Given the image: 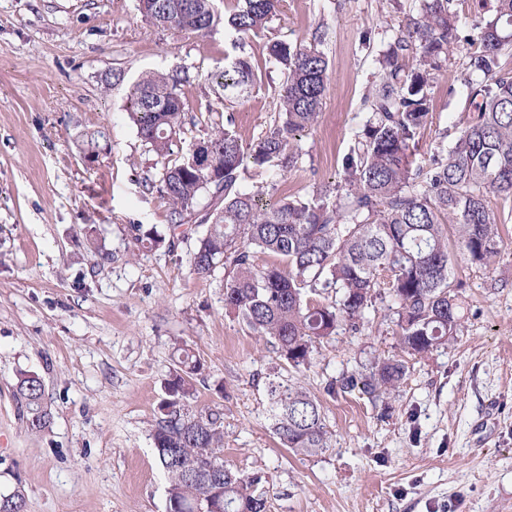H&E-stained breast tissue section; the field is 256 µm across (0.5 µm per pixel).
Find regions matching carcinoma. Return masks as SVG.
Returning a JSON list of instances; mask_svg holds the SVG:
<instances>
[{
	"label": "carcinoma",
	"mask_w": 512,
	"mask_h": 512,
	"mask_svg": "<svg viewBox=\"0 0 512 512\" xmlns=\"http://www.w3.org/2000/svg\"><path fill=\"white\" fill-rule=\"evenodd\" d=\"M281 0H239L224 19L239 40L256 36L277 16ZM153 25L183 35H203L216 25V0H138ZM466 39L467 69L482 80L470 86L474 116L446 156L412 170L411 146L431 114L430 91L449 52L461 41L454 0H426L378 60V88L364 100L370 110L361 140L343 160L336 200L277 192L276 184L245 191L248 166L285 175L298 154L296 136L318 120L328 63L317 45L273 40L269 61L284 75L278 115L265 135L245 143L228 128L189 147L163 166L160 191L184 225L208 200L191 256L193 270L209 275L228 265L224 309L270 343L280 361L296 371L314 363L325 340L345 327L371 323L376 301L392 304L383 319L396 327L402 352L427 358L458 336L459 288L449 237L467 260L489 265L501 253L498 218L488 197L512 196V0H496V15L473 24ZM411 64H406V59ZM185 69L152 72L129 87L125 111L147 148L173 155L185 118ZM212 79L222 103L250 96L256 83L250 57H226ZM207 145L212 164L195 162ZM274 259L259 264L257 255ZM323 294L312 305L307 294ZM408 367L403 359L377 358L357 373L325 385L329 394L360 391L373 401L393 395ZM205 373L201 358L179 348L170 371L151 439L168 480L166 512H267V477L240 474L224 465V411L196 408V384ZM273 433L297 455L315 456L329 447L321 401L300 384L275 376L266 386ZM26 427L40 432L50 423L45 388L36 373L17 382ZM21 490L0 493V512H24Z\"/></svg>",
	"instance_id": "carcinoma-1"
}]
</instances>
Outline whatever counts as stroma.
<instances>
[{
    "mask_svg": "<svg viewBox=\"0 0 512 512\" xmlns=\"http://www.w3.org/2000/svg\"><path fill=\"white\" fill-rule=\"evenodd\" d=\"M420 0H284L243 51L257 67L248 99L216 111L211 75L236 52L217 24L203 36L151 25L137 0H0V492L25 512H165L167 481L150 430L176 347L206 365L194 406L224 410V462L266 472L269 512H512V198L490 197L504 248L484 267L456 255L461 330L427 358L404 357L391 324L338 331L296 381L317 396L332 439L305 457L271 431L266 379L277 354L224 310V271L200 275L194 240L172 237L154 187L163 159L123 109L152 71L186 68L184 143L232 125L243 142L273 124L281 71L269 41L317 43L328 62L322 110L296 142L285 189L340 179L361 134L377 60ZM464 47L432 89V119L413 151L426 166L471 120ZM122 81L103 89L102 78ZM107 128L95 158L87 134ZM154 229L164 242L137 238ZM406 358L397 395L327 394L369 360ZM44 381L52 421L27 430L17 375Z\"/></svg>",
    "mask_w": 512,
    "mask_h": 512,
    "instance_id": "stroma-1",
    "label": "stroma"
}]
</instances>
